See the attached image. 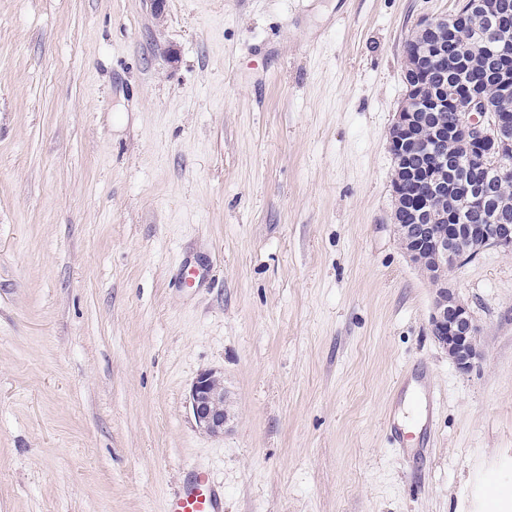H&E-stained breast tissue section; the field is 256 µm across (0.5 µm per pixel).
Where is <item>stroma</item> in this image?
<instances>
[{
  "instance_id": "stroma-1",
  "label": "stroma",
  "mask_w": 512,
  "mask_h": 512,
  "mask_svg": "<svg viewBox=\"0 0 512 512\" xmlns=\"http://www.w3.org/2000/svg\"><path fill=\"white\" fill-rule=\"evenodd\" d=\"M458 3L0 0V512H166L197 470L224 512H512V252L448 272L462 371L391 223L405 41ZM429 392L420 462L386 419ZM224 399L226 401L224 383L217 371L206 370L200 373L189 395V406L200 430L211 435L224 431V426L229 420Z\"/></svg>"
}]
</instances>
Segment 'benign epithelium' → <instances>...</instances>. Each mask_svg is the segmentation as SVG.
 I'll return each instance as SVG.
<instances>
[{"label": "benign epithelium", "mask_w": 512, "mask_h": 512, "mask_svg": "<svg viewBox=\"0 0 512 512\" xmlns=\"http://www.w3.org/2000/svg\"><path fill=\"white\" fill-rule=\"evenodd\" d=\"M466 11L470 17L478 16L490 24L494 21L492 9L485 0H466ZM459 20L460 16L455 13L439 19L422 18L407 41L412 42L427 32L454 33ZM439 56V46L434 45L432 50L413 61L407 56L403 58L405 96L388 140L395 167L407 175L393 184L395 202L391 220L404 253L434 290L430 315L432 333L457 368L465 371L479 357V348L474 344L478 328L468 306L458 298L455 289L448 286L447 273L454 266L468 264L474 256L457 255L450 249L457 228L454 221L463 211L478 212L487 220L485 224H473L469 228L479 253L490 248L511 251L512 224L499 223L505 205L490 190L481 170L473 171L466 180L458 178L440 147L429 153L430 159L419 172L406 167L405 158L412 150H422L424 144L425 132L417 127L426 122V117L420 118L418 113L427 107L434 115L451 110L455 112L452 126L440 125L428 130L434 142L462 141L465 159L483 155L487 148L493 147L494 177L500 181L512 178V122L504 120L498 112L512 96V77L499 73L500 100L497 102L487 97L479 83H471L451 95L433 91L421 81V76ZM411 183L421 186L413 210L415 223L401 224L397 219L398 210L403 198L408 196L407 187ZM225 399L223 379L217 371L200 373L189 395V406L200 430L211 435L224 431L229 420Z\"/></svg>", "instance_id": "obj_1"}]
</instances>
